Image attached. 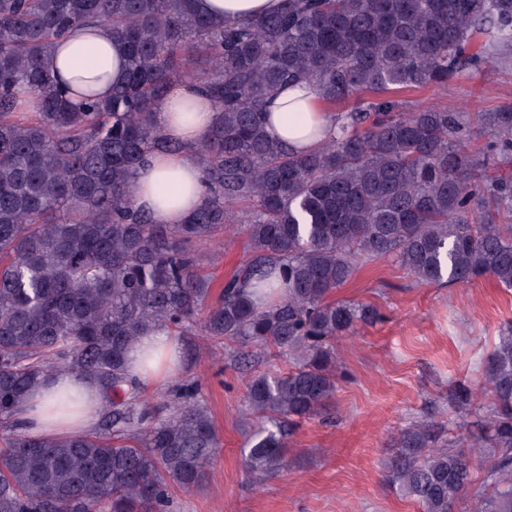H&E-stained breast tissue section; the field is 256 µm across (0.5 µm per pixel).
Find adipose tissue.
Segmentation results:
<instances>
[{
	"mask_svg": "<svg viewBox=\"0 0 512 512\" xmlns=\"http://www.w3.org/2000/svg\"><path fill=\"white\" fill-rule=\"evenodd\" d=\"M281 0H195L199 13L215 19H241L275 12ZM50 76L73 104L106 99L125 73V56L109 29L86 22L56 40L45 58ZM270 133L293 150L309 152L336 131V116L324 109L310 85L283 89L266 105ZM215 104L199 82L186 83L164 97L155 121L181 150L156 152L139 165L126 192L155 223L181 224L206 196L202 167L194 152L215 122ZM134 376L143 385H158L174 376L180 364L179 341L167 330L141 337L127 354ZM104 403L101 389L83 375L62 372L36 390L20 416L26 433L65 436L85 432L96 423Z\"/></svg>",
	"mask_w": 512,
	"mask_h": 512,
	"instance_id": "adipose-tissue-1",
	"label": "adipose tissue"
}]
</instances>
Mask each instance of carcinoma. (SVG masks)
Here are the masks:
<instances>
[{
	"mask_svg": "<svg viewBox=\"0 0 512 512\" xmlns=\"http://www.w3.org/2000/svg\"><path fill=\"white\" fill-rule=\"evenodd\" d=\"M87 18L111 28L126 72L77 111L38 59ZM497 46L512 48V0H284L250 22L211 19L194 0H0V512H169L172 487L205 481L221 440L196 384L154 402L129 377L149 330L197 326L248 357L289 356L287 372L246 383L258 425L240 454L264 480L288 470L292 425L334 397L336 338L380 319L333 298L360 259L391 258L422 284L512 288V105L405 111L388 97L445 86ZM187 78L220 112L196 148L208 196L185 223L156 224L125 184L171 147L155 109ZM294 82L330 108L357 100L307 154L263 112ZM473 131L486 137L477 151ZM236 223L251 256L214 299L192 247ZM69 370L106 394L95 428L26 434L21 405ZM483 372L486 436L458 449L435 447L428 424L399 436L385 482L420 512H459L489 458L472 512H512V322Z\"/></svg>",
	"mask_w": 512,
	"mask_h": 512,
	"instance_id": "cac0c4a2",
	"label": "carcinoma"
}]
</instances>
